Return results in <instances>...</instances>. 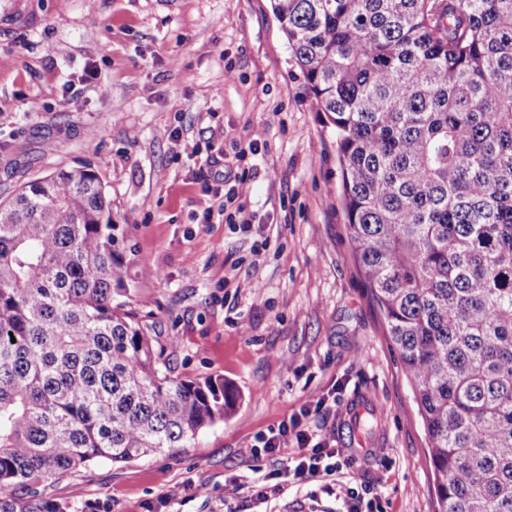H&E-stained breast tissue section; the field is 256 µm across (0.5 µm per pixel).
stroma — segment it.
Instances as JSON below:
<instances>
[{"instance_id": "1", "label": "stroma", "mask_w": 512, "mask_h": 512, "mask_svg": "<svg viewBox=\"0 0 512 512\" xmlns=\"http://www.w3.org/2000/svg\"><path fill=\"white\" fill-rule=\"evenodd\" d=\"M83 162L106 185L132 248L124 276L176 376L223 377L240 398L189 447L94 461L47 483V500L224 512V482L241 476L238 512H344L317 482L263 503L253 485L298 454L289 441L255 457L257 436L323 397L334 407L310 423L351 457L339 480L374 512H434L412 389L354 260L335 140L271 0H0V200ZM220 163L257 174L251 231L203 219ZM175 485L185 494L167 500Z\"/></svg>"}]
</instances>
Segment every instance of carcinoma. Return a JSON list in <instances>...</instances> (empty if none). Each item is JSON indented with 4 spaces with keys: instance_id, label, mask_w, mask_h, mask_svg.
<instances>
[{
    "instance_id": "obj_1",
    "label": "carcinoma",
    "mask_w": 512,
    "mask_h": 512,
    "mask_svg": "<svg viewBox=\"0 0 512 512\" xmlns=\"http://www.w3.org/2000/svg\"><path fill=\"white\" fill-rule=\"evenodd\" d=\"M335 137L354 257L428 441L435 512H512V0H273ZM88 164L0 202V512L235 410L173 375Z\"/></svg>"
}]
</instances>
